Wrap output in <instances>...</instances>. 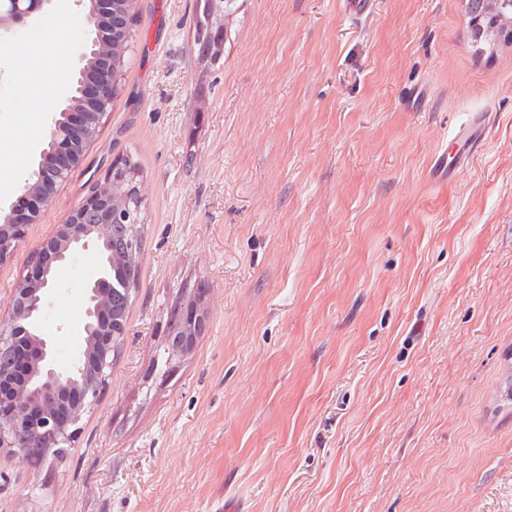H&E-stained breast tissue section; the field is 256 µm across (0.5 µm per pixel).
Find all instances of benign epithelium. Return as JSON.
Returning <instances> with one entry per match:
<instances>
[{"label":"benign epithelium","mask_w":512,"mask_h":512,"mask_svg":"<svg viewBox=\"0 0 512 512\" xmlns=\"http://www.w3.org/2000/svg\"><path fill=\"white\" fill-rule=\"evenodd\" d=\"M54 0H0V43L8 44L35 19L51 8ZM87 5L85 20L92 37L81 47L70 87L80 98L69 97L62 108L64 120H53L51 139L44 140L37 169L24 182L17 201L0 209V265L24 240L40 209L55 197L58 187L82 161L86 146L97 136L109 114L120 72L113 67L121 43L103 37L99 21L112 16L113 0H81ZM129 161H116L102 181L72 211L68 221L41 244L31 257V271L15 283L11 311L0 318V353L16 356L17 366L0 369V448L20 461L29 445L47 442L62 454L75 443L80 423L98 402L112 368V256L102 247L112 239L115 224H125L133 238H140L141 197L130 200L117 188L134 181ZM79 252L94 256L96 265L84 283L87 302L81 322L83 345L67 368L54 364L52 338L43 315L50 290L55 286L51 270ZM207 310L205 295L194 297L191 312L176 307L166 326L170 358L193 350L196 318ZM26 428L30 444L17 440Z\"/></svg>","instance_id":"benign-epithelium-1"}]
</instances>
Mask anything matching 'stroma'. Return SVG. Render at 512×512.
Wrapping results in <instances>:
<instances>
[{
	"mask_svg": "<svg viewBox=\"0 0 512 512\" xmlns=\"http://www.w3.org/2000/svg\"><path fill=\"white\" fill-rule=\"evenodd\" d=\"M200 0H138L123 86L82 163L0 265V317L31 255L136 154L143 250L108 386L64 459L0 449V512H512V42L477 51L465 0H234L197 58ZM77 0L31 27L0 82V158L45 124L30 80L90 29ZM75 27H68V20ZM463 166L437 159L471 116ZM86 256L45 324L72 363ZM208 329L144 380L177 301Z\"/></svg>",
	"mask_w": 512,
	"mask_h": 512,
	"instance_id": "1",
	"label": "stroma"
}]
</instances>
